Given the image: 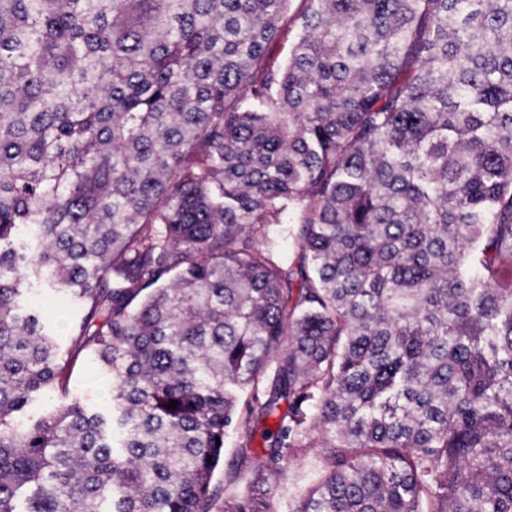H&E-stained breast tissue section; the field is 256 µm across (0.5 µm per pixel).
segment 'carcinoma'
I'll list each match as a JSON object with an SVG mask.
<instances>
[{
    "instance_id": "carcinoma-1",
    "label": "carcinoma",
    "mask_w": 512,
    "mask_h": 512,
    "mask_svg": "<svg viewBox=\"0 0 512 512\" xmlns=\"http://www.w3.org/2000/svg\"><path fill=\"white\" fill-rule=\"evenodd\" d=\"M289 2L0 0V512H512V0ZM19 305L24 311L38 313L45 332L59 343L65 358L69 354V399L80 400L94 409L101 408L109 397L111 382L95 356L76 344L74 327L81 314L80 303L55 288L34 286ZM56 310L64 314V327L60 325ZM285 467V478L275 484L273 493L276 512H288V502L311 486L320 462L315 449H311L296 457L288 456Z\"/></svg>"
}]
</instances>
